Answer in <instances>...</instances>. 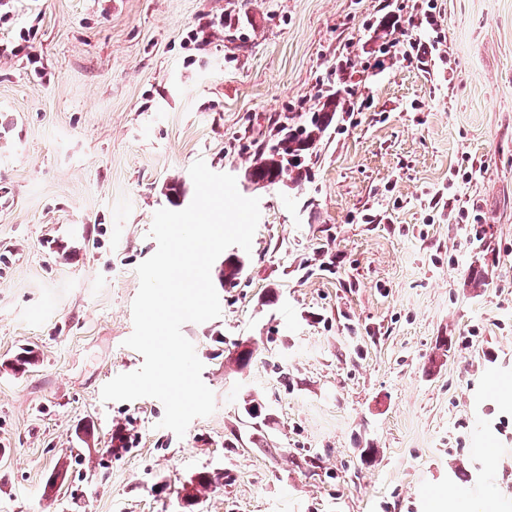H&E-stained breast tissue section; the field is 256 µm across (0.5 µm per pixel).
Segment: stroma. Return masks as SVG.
I'll return each instance as SVG.
<instances>
[{"label": "stroma", "mask_w": 512, "mask_h": 512, "mask_svg": "<svg viewBox=\"0 0 512 512\" xmlns=\"http://www.w3.org/2000/svg\"><path fill=\"white\" fill-rule=\"evenodd\" d=\"M435 2L426 73L379 51L415 0H0L47 74L0 55V512H512V0ZM350 86L371 108L301 188L250 190L244 272L182 327L215 412L180 438L158 399L103 401L190 166L243 179ZM474 161L479 243L430 202Z\"/></svg>", "instance_id": "obj_1"}]
</instances>
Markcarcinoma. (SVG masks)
<instances>
[{"mask_svg":"<svg viewBox=\"0 0 512 512\" xmlns=\"http://www.w3.org/2000/svg\"><path fill=\"white\" fill-rule=\"evenodd\" d=\"M330 105L332 109L329 111L321 109L297 124L280 126L275 142L260 147L246 170L245 178L272 185L299 184L302 180V158L321 141L337 112L335 102H330ZM242 270L241 258L232 255L224 259L221 276L229 278L233 284L238 280ZM219 479L218 475L199 476L191 488L184 489L185 498H197L198 494L207 491Z\"/></svg>","mask_w":512,"mask_h":512,"instance_id":"carcinoma-1","label":"carcinoma"}]
</instances>
